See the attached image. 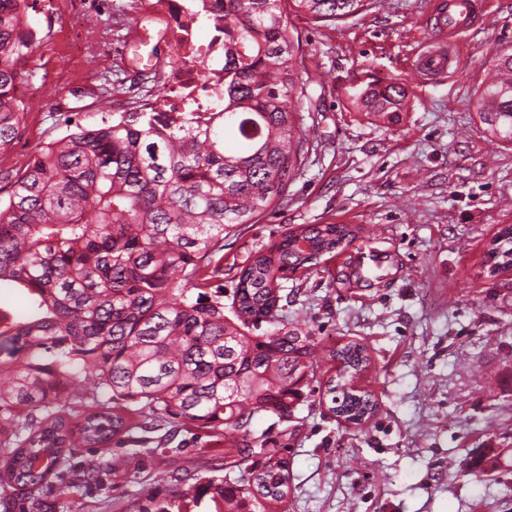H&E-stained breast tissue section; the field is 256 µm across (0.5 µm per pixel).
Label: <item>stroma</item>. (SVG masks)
I'll list each match as a JSON object with an SVG mask.
<instances>
[{
  "label": "stroma",
  "mask_w": 512,
  "mask_h": 512,
  "mask_svg": "<svg viewBox=\"0 0 512 512\" xmlns=\"http://www.w3.org/2000/svg\"><path fill=\"white\" fill-rule=\"evenodd\" d=\"M445 0H373L334 22L293 17L300 76L297 120L309 141L288 202L239 226L211 262L232 295L236 274L259 249L301 224L358 229L340 254L289 275V318L310 331L317 369L286 422L262 416L268 456L285 463L279 512H512L497 480L466 475L471 448H512V271L491 274L487 252L512 225V143H492L476 101L498 51L512 48V0H492L456 40L459 73L418 82L409 58L419 36L438 41ZM36 44L19 88L22 134L0 153V173H22L66 132L112 112L138 111L166 92L173 41L146 40L161 16L128 0H32ZM155 57L148 67L147 57ZM401 82L410 102L397 123L362 112L360 83ZM365 347L359 391L377 404L352 424L330 412L328 349ZM121 474L41 493L40 512H137L147 494L166 496L189 467L225 473L233 460L221 431L191 425L134 429Z\"/></svg>",
  "instance_id": "1"
}]
</instances>
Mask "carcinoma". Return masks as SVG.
Masks as SVG:
<instances>
[{
    "label": "carcinoma",
    "instance_id": "1",
    "mask_svg": "<svg viewBox=\"0 0 512 512\" xmlns=\"http://www.w3.org/2000/svg\"><path fill=\"white\" fill-rule=\"evenodd\" d=\"M191 19L213 35L203 48L216 112H114L48 143L0 201V289L24 307L0 310V488L41 490L62 480L77 444L94 448L84 475L107 468L137 415L150 424H193L224 432L233 468L174 477L170 498L139 512H273L288 495L285 466L258 468L267 446L252 422H280L303 401L314 377L315 340L288 322L290 293L280 281L308 269L336 245L347 224H301L238 271L230 305L201 288L224 275L210 256L224 238L279 206L299 174L308 140L295 124L305 97L299 49L288 37L285 0H195ZM315 21H334L364 0H290ZM28 0H0V152L22 131L18 94L36 34ZM407 88L370 81L361 108L390 120ZM477 109L490 132L512 142V86L489 85ZM230 314H224V309ZM267 333L253 336L258 325ZM339 362L325 394L347 420L374 412L351 386L365 348L329 351ZM469 475L484 482L512 467V448H478Z\"/></svg>",
    "mask_w": 512,
    "mask_h": 512
}]
</instances>
